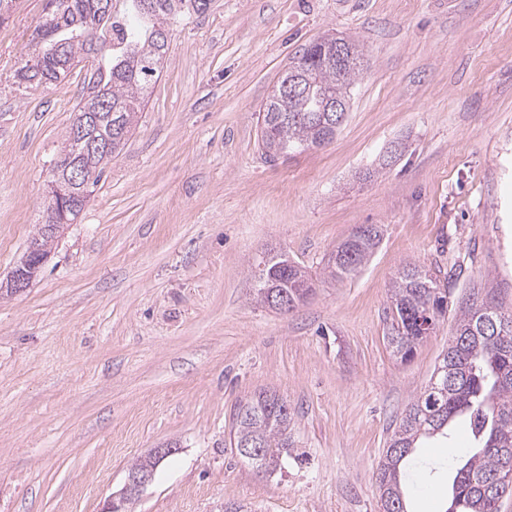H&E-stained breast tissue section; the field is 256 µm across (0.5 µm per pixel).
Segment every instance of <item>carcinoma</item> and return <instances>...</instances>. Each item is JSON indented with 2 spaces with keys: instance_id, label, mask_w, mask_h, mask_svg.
<instances>
[{
  "instance_id": "carcinoma-1",
  "label": "carcinoma",
  "mask_w": 512,
  "mask_h": 512,
  "mask_svg": "<svg viewBox=\"0 0 512 512\" xmlns=\"http://www.w3.org/2000/svg\"><path fill=\"white\" fill-rule=\"evenodd\" d=\"M208 0H151L146 10L141 0H111L102 10L101 0H46L47 20L36 28L33 56L17 69L15 78L25 88H38L60 79L84 60H92L90 72L72 126L79 135L68 140L56 158L58 179L75 168L97 185L112 156L132 135L145 93L161 76L169 49V30L164 21L185 19L207 6ZM334 37H323L296 56L302 94H281L288 84L285 71L280 87L267 99L260 130L266 157L320 147L330 141L321 121L327 105L349 98L359 74L362 52L346 41L340 61L333 59ZM90 186L67 188L63 203L45 208L39 237L33 240L42 254L56 238L58 224H72L84 210ZM380 240L379 230L370 237L357 227L337 246L349 245L344 261L328 260L324 274L342 280L355 274L369 259ZM301 267L282 253L270 252L255 272L257 302L270 306L267 289L288 292V301L300 304L295 276ZM392 324L389 344L401 360L411 359L423 340L417 315L430 313L437 322L448 311V290L438 286L429 271L417 264L398 269L392 286ZM235 441L258 442L265 456L258 466L274 472L293 447L292 417L277 404L274 393L261 392L240 401L235 409ZM461 419L467 421L475 447L456 459L448 472V507L445 512H499V500L489 499L482 488L501 467L498 448L512 449V314L499 310L491 293L470 294L461 307L455 334L448 341L438 366L423 392L410 404L393 432L376 471L382 507L410 512L405 494V471L419 440L448 437Z\"/></svg>"
}]
</instances>
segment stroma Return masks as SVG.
I'll use <instances>...</instances> for the list:
<instances>
[{
  "mask_svg": "<svg viewBox=\"0 0 512 512\" xmlns=\"http://www.w3.org/2000/svg\"><path fill=\"white\" fill-rule=\"evenodd\" d=\"M45 0L0 25V282L46 207L85 74L22 93ZM354 40L364 67L335 138L269 160L265 102L308 43ZM381 239L338 281L329 254ZM316 274L296 310L251 297L255 263ZM448 279L453 304L410 361L387 336L397 269ZM512 312V0H210L174 24L123 151L41 271L0 293V512H102L131 465L172 445L128 512H381L375 475L428 384L471 286ZM277 392L281 472L231 446L234 407ZM412 512H445L446 472L414 471ZM368 231V228L365 229L363 227H356L352 233L341 242L334 253H336V260L331 259L328 260L327 266L324 268V274L331 279L342 280L344 278H348L351 275L355 274L369 259L373 250L377 247L380 235L377 227H374L373 237L365 236ZM351 246L353 252L348 259L344 262L340 261L338 255L340 250L349 245Z\"/></svg>",
  "mask_w": 512,
  "mask_h": 512,
  "instance_id": "obj_1",
  "label": "stroma"
}]
</instances>
